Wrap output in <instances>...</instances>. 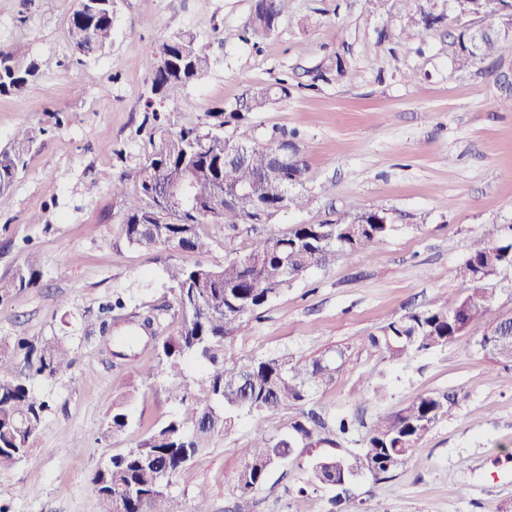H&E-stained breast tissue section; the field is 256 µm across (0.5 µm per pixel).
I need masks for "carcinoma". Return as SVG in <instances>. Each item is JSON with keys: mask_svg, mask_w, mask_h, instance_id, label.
<instances>
[{"mask_svg": "<svg viewBox=\"0 0 512 512\" xmlns=\"http://www.w3.org/2000/svg\"><path fill=\"white\" fill-rule=\"evenodd\" d=\"M291 0H252L251 22L240 39L257 42L274 35L288 13ZM512 8V0H450L456 17H494ZM442 20L421 7L406 16L411 29L431 30ZM113 8L107 3L95 16L72 15L69 40L73 52L101 54L112 44ZM502 36L489 29L474 44L473 31L459 30L454 40V63L466 69L490 59L498 51ZM158 64L150 96L143 107L140 128L162 127L165 110L175 103L189 84L210 67L206 54L196 48L193 36L175 33L154 48ZM39 67L33 59L0 57V94L24 90ZM324 72L336 79L352 81L357 76L342 54L328 59ZM288 76L249 92L238 108L214 113L218 123L203 133L184 126L170 133L160 146L148 139L134 165H126L112 180V195L123 200L120 233L130 246L174 253L175 261L165 273L169 288L183 318L179 326L159 341L155 350L172 379L169 397L186 406L190 417H172L153 428L135 447L113 455L95 470L90 482L98 494L100 512H185L172 495L173 478L218 433L232 430L242 416L252 418L258 433L253 442L238 449L242 466L237 487L248 494L265 482L269 472L288 459L293 448H317L336 444L334 436L348 433L352 422L345 417L325 421L309 412L293 421L288 433L269 436L264 420L290 405L304 403L317 386L332 380L341 351H327L311 360L286 353L253 357L238 362L227 355V342L237 335L293 279L314 267H327L347 255H366L386 236L392 225L384 209L367 208L343 215L325 224H297L286 232H273L254 249L224 260V265L199 261L208 253L213 239L201 231L208 224H221L236 231L242 226L266 224L284 208L301 210L309 197L299 191L307 167L286 133L271 132L268 143L242 140L228 132L238 127L245 114L258 112L276 99L291 94ZM42 127L18 131L12 145L0 150V204L9 198L14 180L26 169L27 156ZM280 145L292 157L272 165L270 154ZM189 179L197 205L166 218L164 224H147L156 197L165 189ZM512 269V236L485 233L467 245V257L455 270L461 281L471 285L464 294L450 295L440 306L410 312L380 326L363 342L378 349L389 361H400L416 351L448 345L463 329L482 326L485 333L476 344L492 347L497 360L512 362V318H501L493 309L492 296L482 288L504 271ZM42 277L38 256L28 251L10 286L0 289V303L12 290L36 288ZM126 305L117 297L99 309V332L108 333L109 321L125 316ZM206 365L199 378L185 373L187 360ZM72 349L58 337L37 341L20 339L16 349L0 350V472L31 461L32 443L50 409L30 383L33 377L53 378L71 367ZM385 395L386 384L373 374L367 376L365 392ZM365 392L356 394L364 400ZM453 396L425 394L410 405L378 418L369 428L364 447L351 456L316 458L303 484L295 490L293 512H307L309 492L336 485V476L356 477L369 472L376 479L397 470L429 433L433 424L448 412ZM129 426V415L121 402L112 405L106 433L118 434Z\"/></svg>", "mask_w": 512, "mask_h": 512, "instance_id": "cac0c4a2", "label": "carcinoma"}]
</instances>
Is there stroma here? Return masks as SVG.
I'll list each match as a JSON object with an SVG mask.
<instances>
[{"label": "stroma", "mask_w": 512, "mask_h": 512, "mask_svg": "<svg viewBox=\"0 0 512 512\" xmlns=\"http://www.w3.org/2000/svg\"><path fill=\"white\" fill-rule=\"evenodd\" d=\"M419 2L444 14V23L406 29L410 0H293L278 31L253 45L239 39L251 0H116L111 47L79 59L69 42L74 0H60L48 14L38 0H0V55L39 66L27 89L0 96V149L20 128L48 129L0 206V286L22 263L23 242L43 267L38 287L0 303V347L17 336H56L73 349L68 370L34 382L52 409L31 462L0 473L6 512H99L91 473L165 419L187 413L168 396L153 339L142 337L126 358L111 355L115 337L130 332L131 315L162 307V337L182 319L165 275L169 251L130 247L119 233L122 201L112 194L122 168L117 150L143 151L136 130L157 65L153 47L177 32L193 35L212 65L168 112L165 131H209L211 111L233 110L253 88L288 74L291 95L249 114L236 135L261 142L275 128L299 130L312 197L307 209L281 210L255 231L207 225L214 243L204 262L249 252L269 231L368 207L387 210L393 229L370 255L343 257L294 280L228 344L241 361L343 351L334 379L305 404L267 418L264 430L283 435L310 409L348 417L353 430L335 446L294 449L244 497L236 487L238 450L256 428L239 419L176 475L173 494L186 510L204 487L210 512H293L292 491L315 457L358 451L377 417L420 395L451 392L447 414L389 479L354 480L359 512H512V363L476 345V328L398 363L363 341L390 319L462 292L454 271L468 242L512 225V109L503 103L512 98V40L495 57L458 70L452 42L459 23L447 15L448 0ZM344 47L357 82L322 80L323 60ZM54 112L65 117L56 129L49 126ZM35 214L41 223H30ZM118 293L128 318L106 339L89 316ZM378 372L385 396L355 402L366 376ZM118 400L130 425L109 435Z\"/></svg>", "instance_id": "35a3bbf8"}]
</instances>
